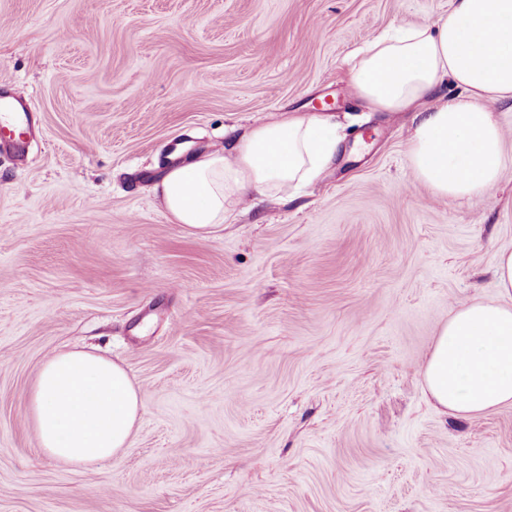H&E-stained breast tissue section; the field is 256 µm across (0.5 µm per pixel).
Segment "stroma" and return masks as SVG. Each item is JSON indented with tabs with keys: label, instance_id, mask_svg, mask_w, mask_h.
Listing matches in <instances>:
<instances>
[{
	"label": "stroma",
	"instance_id": "stroma-1",
	"mask_svg": "<svg viewBox=\"0 0 512 512\" xmlns=\"http://www.w3.org/2000/svg\"><path fill=\"white\" fill-rule=\"evenodd\" d=\"M448 0H0V91L36 124L0 152V512H512V406L442 413L420 368L449 310L498 296L507 165L433 195L409 112L356 98L367 34ZM332 106L319 110L322 100ZM325 112L331 164L291 200L256 193L209 237L154 194L173 143L227 148ZM124 366L125 450L87 473L45 456L26 394L45 358Z\"/></svg>",
	"mask_w": 512,
	"mask_h": 512
}]
</instances>
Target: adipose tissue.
I'll use <instances>...</instances> for the list:
<instances>
[{
  "label": "adipose tissue",
  "instance_id": "obj_1",
  "mask_svg": "<svg viewBox=\"0 0 512 512\" xmlns=\"http://www.w3.org/2000/svg\"><path fill=\"white\" fill-rule=\"evenodd\" d=\"M350 80L375 109L414 111L407 155L417 181L452 202L479 197L507 161L492 106L512 101V0H450L445 17L371 37ZM336 150L324 116L262 122L229 153L169 168L155 191L173 223L208 236L249 192L293 196ZM493 271L497 299L453 307L422 365L434 405L457 418L512 405V250L495 254ZM140 409L127 370L81 350L45 360L28 394L42 452L86 471L127 448Z\"/></svg>",
  "mask_w": 512,
  "mask_h": 512
}]
</instances>
